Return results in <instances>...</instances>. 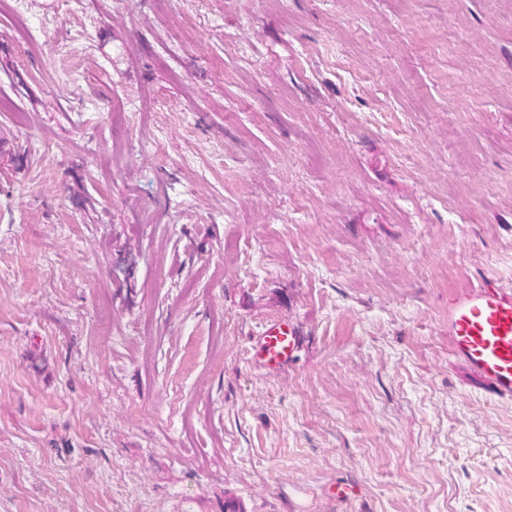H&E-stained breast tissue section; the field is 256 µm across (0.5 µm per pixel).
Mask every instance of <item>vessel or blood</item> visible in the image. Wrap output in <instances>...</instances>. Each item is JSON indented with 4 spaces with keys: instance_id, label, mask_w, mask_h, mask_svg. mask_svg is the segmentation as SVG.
<instances>
[{
    "instance_id": "vessel-or-blood-1",
    "label": "vessel or blood",
    "mask_w": 512,
    "mask_h": 512,
    "mask_svg": "<svg viewBox=\"0 0 512 512\" xmlns=\"http://www.w3.org/2000/svg\"><path fill=\"white\" fill-rule=\"evenodd\" d=\"M300 336L288 322L268 324L251 340L256 366L277 370L290 364ZM448 344L452 355L512 399V289L481 284L448 297Z\"/></svg>"
}]
</instances>
